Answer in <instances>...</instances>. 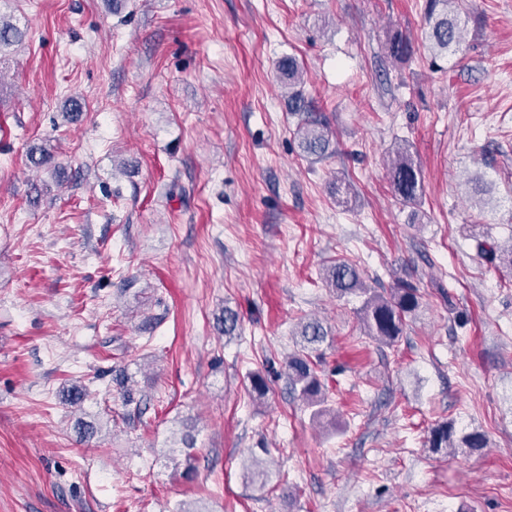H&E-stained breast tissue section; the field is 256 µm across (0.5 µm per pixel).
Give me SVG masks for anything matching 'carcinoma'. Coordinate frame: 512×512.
I'll return each instance as SVG.
<instances>
[{
  "mask_svg": "<svg viewBox=\"0 0 512 512\" xmlns=\"http://www.w3.org/2000/svg\"><path fill=\"white\" fill-rule=\"evenodd\" d=\"M462 0H426L424 11L423 46L434 58H446L448 53L461 50L463 26L461 18ZM25 31L0 14V58L21 44ZM387 56L395 61L406 59L413 52L411 39L401 32L393 33L385 44ZM283 84L288 87V102L294 112L302 114L297 123L296 134L300 137L305 152L317 159L328 154L331 131L327 123L309 115L308 102L298 86L303 84V69L293 56H285L278 62ZM391 192L404 203H416L423 194V176L404 144L398 145L389 169ZM472 233L479 257L494 266L512 268V241L502 248L489 235L474 224ZM322 279L340 299L358 297L362 299L359 309L366 335L388 346L395 345L403 335L406 321L414 317L422 307L419 288L401 281L387 291H379L366 285L355 264L347 260L335 261L323 269ZM220 330L228 340L242 334L239 312L224 306L219 319ZM300 350L289 355L285 362L288 382L302 405L311 410L314 419L331 414L327 406V394L314 367L312 354L326 341L328 332L317 319H304L298 324ZM249 394L256 400L265 398L269 392L267 378L259 373L249 377ZM428 446L438 448H468L479 450L488 446L487 436L477 430L457 433L454 427L443 423L431 429Z\"/></svg>",
  "mask_w": 512,
  "mask_h": 512,
  "instance_id": "obj_1",
  "label": "carcinoma"
}]
</instances>
